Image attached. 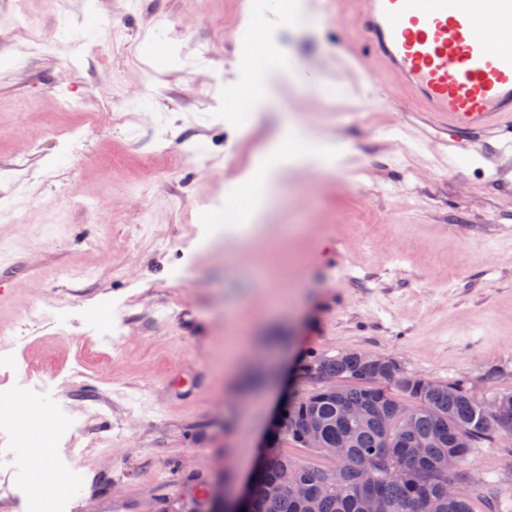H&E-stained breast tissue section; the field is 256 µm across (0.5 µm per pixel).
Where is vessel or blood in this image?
I'll list each match as a JSON object with an SVG mask.
<instances>
[{"instance_id": "vessel-or-blood-1", "label": "vessel or blood", "mask_w": 512, "mask_h": 512, "mask_svg": "<svg viewBox=\"0 0 512 512\" xmlns=\"http://www.w3.org/2000/svg\"><path fill=\"white\" fill-rule=\"evenodd\" d=\"M357 23L368 58L437 129L512 147V0H358Z\"/></svg>"}]
</instances>
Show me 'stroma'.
<instances>
[{
	"instance_id": "obj_1",
	"label": "stroma",
	"mask_w": 512,
	"mask_h": 512,
	"mask_svg": "<svg viewBox=\"0 0 512 512\" xmlns=\"http://www.w3.org/2000/svg\"><path fill=\"white\" fill-rule=\"evenodd\" d=\"M40 48L0 25V399L50 407L61 512H211L238 488V448L266 435L294 368L358 351L410 373L512 393V150L493 135L459 152L400 80L358 66L354 0H330L280 38L298 77L253 122L227 109L249 0H27ZM322 87L309 93L306 82ZM80 94L79 111L62 108ZM140 111L123 124L125 103ZM297 114L350 150L283 183L265 245L214 231L240 179ZM81 137L78 151L68 143ZM196 146L198 157L179 159ZM90 266L81 282L64 270ZM82 300L72 304L73 293ZM55 321L30 331L29 315ZM0 414V512L36 493ZM465 468L512 512V453Z\"/></svg>"
}]
</instances>
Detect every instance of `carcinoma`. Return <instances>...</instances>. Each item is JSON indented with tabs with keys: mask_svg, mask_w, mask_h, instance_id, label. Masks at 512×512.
<instances>
[{
	"mask_svg": "<svg viewBox=\"0 0 512 512\" xmlns=\"http://www.w3.org/2000/svg\"><path fill=\"white\" fill-rule=\"evenodd\" d=\"M305 377L313 387L288 405V419L317 422L324 447L313 452L333 460V446L352 429L349 451L356 461L348 469L316 467L293 461L280 450L252 487L254 512H309L311 502L317 512H364L368 494L381 499L388 512H471L470 498L476 493L492 512L496 509L498 489L480 485L461 467L466 489L450 495L440 468L447 456L464 463L469 449L494 442L500 431L467 384L434 387L426 376L360 362L350 352L315 359ZM350 406L362 407V416L348 413ZM416 440L427 445L420 459L409 455ZM383 453L397 474L386 476L378 469L377 457ZM270 480L286 485L276 500L266 494Z\"/></svg>",
	"mask_w": 512,
	"mask_h": 512,
	"instance_id": "obj_1",
	"label": "carcinoma"
}]
</instances>
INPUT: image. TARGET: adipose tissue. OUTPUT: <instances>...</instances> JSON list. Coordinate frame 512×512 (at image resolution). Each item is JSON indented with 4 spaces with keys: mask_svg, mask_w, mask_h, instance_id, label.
I'll list each match as a JSON object with an SVG mask.
<instances>
[{
    "mask_svg": "<svg viewBox=\"0 0 512 512\" xmlns=\"http://www.w3.org/2000/svg\"><path fill=\"white\" fill-rule=\"evenodd\" d=\"M309 10L303 0H275L269 15L263 16L261 23L266 30L264 39L247 44L239 71L236 100L238 111L253 115L270 104L275 96V86L281 76L288 71L281 44L276 31L285 23L306 24ZM309 134L299 124L285 123L281 134L270 146L266 166L255 175L247 177L243 185L249 191L251 208L247 224L259 222L266 204L275 190L272 167L332 165L343 159L345 152L341 146L325 140L317 147H309ZM11 407L17 408V417L27 428L15 448L19 459L32 461L34 444L42 430L53 422L49 408L28 401L23 395H15L9 400Z\"/></svg>",
    "mask_w": 512,
    "mask_h": 512,
    "instance_id": "ef3b65f1",
    "label": "adipose tissue"
}]
</instances>
